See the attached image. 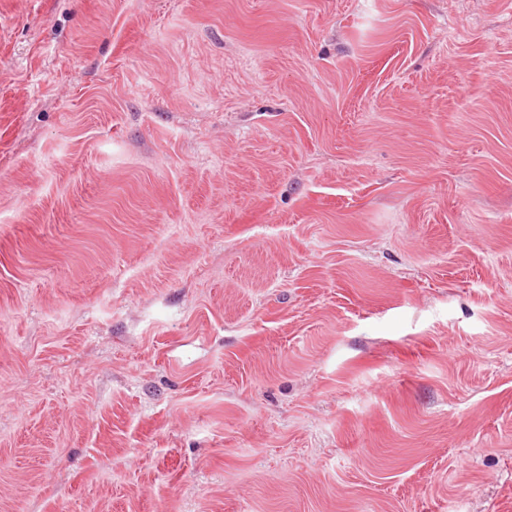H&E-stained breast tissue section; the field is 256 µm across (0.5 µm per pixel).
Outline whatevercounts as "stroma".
Listing matches in <instances>:
<instances>
[{
	"label": "stroma",
	"instance_id": "35a3bbf8",
	"mask_svg": "<svg viewBox=\"0 0 512 512\" xmlns=\"http://www.w3.org/2000/svg\"><path fill=\"white\" fill-rule=\"evenodd\" d=\"M0 512H512V6L0 0Z\"/></svg>",
	"mask_w": 512,
	"mask_h": 512
}]
</instances>
